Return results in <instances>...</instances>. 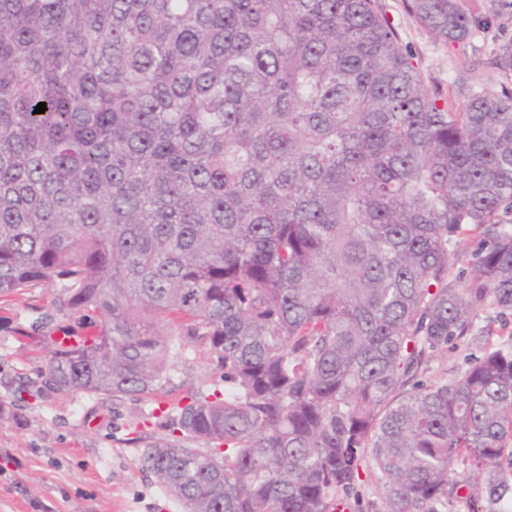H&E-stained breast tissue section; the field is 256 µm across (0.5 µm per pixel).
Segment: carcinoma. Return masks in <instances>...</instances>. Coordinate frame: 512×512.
<instances>
[{"label":"carcinoma","mask_w":512,"mask_h":512,"mask_svg":"<svg viewBox=\"0 0 512 512\" xmlns=\"http://www.w3.org/2000/svg\"><path fill=\"white\" fill-rule=\"evenodd\" d=\"M46 283L82 334L16 341L55 392L208 349L138 449L183 512H362L366 470L386 512H512V333L476 326L512 313V88L442 102L374 0H0V295ZM475 352L466 342H460L455 349H448V352L440 353L430 359L429 374L432 376H448L452 378L455 370L463 361V357ZM186 367L172 379L168 387V400H178L186 395L189 382L198 383L218 381L219 375L215 374L210 355L206 348L197 344L188 346Z\"/></svg>","instance_id":"cac0c4a2"}]
</instances>
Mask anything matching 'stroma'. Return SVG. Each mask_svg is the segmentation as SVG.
<instances>
[{"mask_svg":"<svg viewBox=\"0 0 512 512\" xmlns=\"http://www.w3.org/2000/svg\"><path fill=\"white\" fill-rule=\"evenodd\" d=\"M376 3L428 85L457 101L471 88L512 87V76L497 66L501 45L512 39V0H464L487 18L467 42L455 45L418 25L405 0ZM58 295L47 284L0 297V512H181L137 464V437L163 435L149 421L153 402H102L41 389L43 355L18 350V331H53ZM186 356L169 399L183 398L189 383L216 378L206 348L189 345Z\"/></svg>","mask_w":512,"mask_h":512,"instance_id":"obj_1","label":"stroma"}]
</instances>
